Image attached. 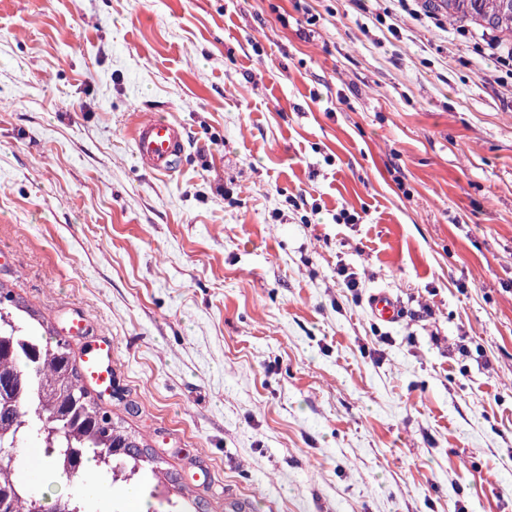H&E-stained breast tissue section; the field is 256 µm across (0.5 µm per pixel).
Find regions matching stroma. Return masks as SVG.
Returning <instances> with one entry per match:
<instances>
[{
	"label": "stroma",
	"instance_id": "1",
	"mask_svg": "<svg viewBox=\"0 0 512 512\" xmlns=\"http://www.w3.org/2000/svg\"><path fill=\"white\" fill-rule=\"evenodd\" d=\"M485 35L397 0H0V282L111 337L102 403L204 512H512ZM146 116L187 132L173 174ZM131 138L138 161L155 173L173 171L185 150L182 127L167 118L139 120L132 128ZM372 315L383 322H393L398 318L399 305L387 292H378L372 295L369 302Z\"/></svg>",
	"mask_w": 512,
	"mask_h": 512
}]
</instances>
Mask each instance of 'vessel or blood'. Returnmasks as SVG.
<instances>
[{
	"mask_svg": "<svg viewBox=\"0 0 512 512\" xmlns=\"http://www.w3.org/2000/svg\"><path fill=\"white\" fill-rule=\"evenodd\" d=\"M135 155L141 165L155 173H168L179 164L185 150L184 131L176 122L152 117L139 120L131 131ZM372 315L383 322H393L399 315L397 301L387 292L372 295L369 302ZM112 341L97 339L82 359L88 382L101 392L112 388Z\"/></svg>",
	"mask_w": 512,
	"mask_h": 512,
	"instance_id": "obj_1",
	"label": "vessel or blood"
}]
</instances>
